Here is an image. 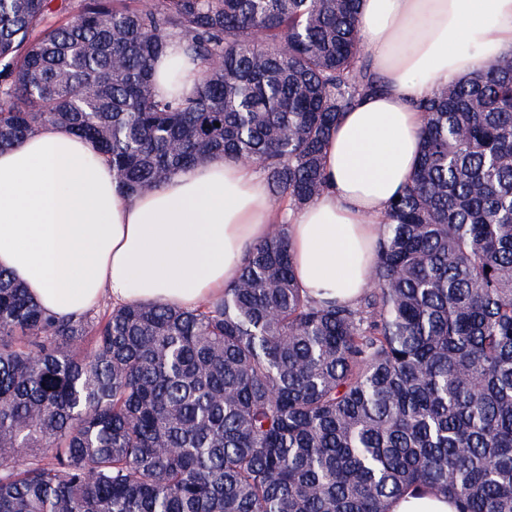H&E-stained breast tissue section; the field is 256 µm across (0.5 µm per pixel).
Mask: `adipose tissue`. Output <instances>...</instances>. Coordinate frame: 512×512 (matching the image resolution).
<instances>
[{"label":"adipose tissue","mask_w":512,"mask_h":512,"mask_svg":"<svg viewBox=\"0 0 512 512\" xmlns=\"http://www.w3.org/2000/svg\"><path fill=\"white\" fill-rule=\"evenodd\" d=\"M364 50L383 90L333 129L327 189L291 217L289 250L314 299L355 301L376 257V223L412 179L423 118L413 100L512 54V0H361ZM158 91L190 94L200 70L179 40L153 64ZM278 216L254 165L218 156L127 199L111 166L49 125L0 153V269L44 309L113 303L195 307L234 282Z\"/></svg>","instance_id":"ef3b65f1"}]
</instances>
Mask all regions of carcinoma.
I'll list each match as a JSON object with an SVG mask.
<instances>
[{
    "instance_id": "1",
    "label": "carcinoma",
    "mask_w": 512,
    "mask_h": 512,
    "mask_svg": "<svg viewBox=\"0 0 512 512\" xmlns=\"http://www.w3.org/2000/svg\"><path fill=\"white\" fill-rule=\"evenodd\" d=\"M359 5L80 0L53 21L65 0H0V150L65 126L125 197L249 160L294 213L383 88ZM173 39L202 69L168 98ZM413 105L420 157L354 302L298 287L286 219L193 309L56 316L0 270V512H389L413 491L512 512V56Z\"/></svg>"
}]
</instances>
